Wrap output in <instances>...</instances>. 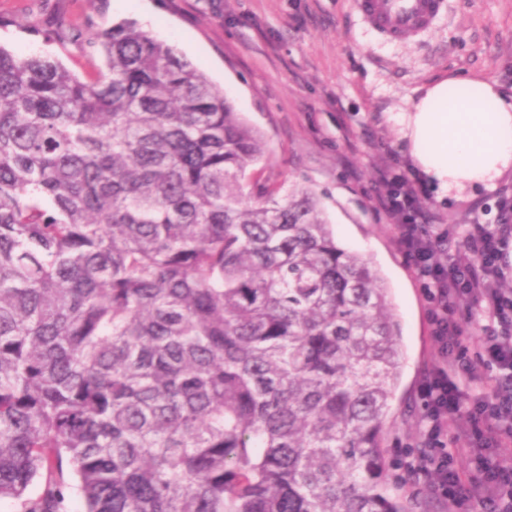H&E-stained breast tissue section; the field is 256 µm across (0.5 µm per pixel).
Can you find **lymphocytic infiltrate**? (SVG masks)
I'll return each mask as SVG.
<instances>
[{
	"instance_id": "f902f5d3",
	"label": "lymphocytic infiltrate",
	"mask_w": 512,
	"mask_h": 512,
	"mask_svg": "<svg viewBox=\"0 0 512 512\" xmlns=\"http://www.w3.org/2000/svg\"><path fill=\"white\" fill-rule=\"evenodd\" d=\"M390 215L399 217L398 245L414 267L430 306L431 337L438 359L419 384L425 402L424 425L415 441L399 453L397 466L404 477L432 475L434 498L454 501L461 512L478 502L483 512H512V457L482 459L486 446H512V292L501 286L499 257L512 241V199L501 200V224L467 225L464 244L471 258L450 266L440 248L448 227L434 223L420 207L409 179L390 186L381 199ZM475 302L484 319L479 350L463 340L457 313ZM494 368L484 378L483 368ZM466 415L460 437L470 454L480 457L481 475L463 484L453 460L443 454L449 418Z\"/></svg>"
}]
</instances>
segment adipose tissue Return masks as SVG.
<instances>
[{
  "label": "adipose tissue",
  "instance_id": "ef3b65f1",
  "mask_svg": "<svg viewBox=\"0 0 512 512\" xmlns=\"http://www.w3.org/2000/svg\"><path fill=\"white\" fill-rule=\"evenodd\" d=\"M396 121L417 167L443 192L492 189L512 167V96L497 82L442 80Z\"/></svg>",
  "mask_w": 512,
  "mask_h": 512
}]
</instances>
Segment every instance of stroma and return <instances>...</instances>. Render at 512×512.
<instances>
[{
  "mask_svg": "<svg viewBox=\"0 0 512 512\" xmlns=\"http://www.w3.org/2000/svg\"><path fill=\"white\" fill-rule=\"evenodd\" d=\"M418 37L382 39L352 0H0V47L59 61L79 78L104 73L92 43L124 20L139 21L224 90L260 130L269 158L262 177L313 188L337 241L385 280L402 329L404 362L383 444L391 484L412 512H448L430 475L402 482L394 451L417 438L425 414L418 393L432 365L428 307L397 245L398 223L380 206L381 178L407 176L436 223L447 225L442 258L466 255L462 231L500 221L512 170L494 189L448 196L423 179L395 122L418 92L452 77L490 78L512 94V0H446Z\"/></svg>",
  "mask_w": 512,
  "mask_h": 512,
  "instance_id": "1",
  "label": "stroma"
}]
</instances>
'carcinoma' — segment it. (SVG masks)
Instances as JSON below:
<instances>
[{
  "instance_id": "obj_1",
  "label": "carcinoma",
  "mask_w": 512,
  "mask_h": 512,
  "mask_svg": "<svg viewBox=\"0 0 512 512\" xmlns=\"http://www.w3.org/2000/svg\"><path fill=\"white\" fill-rule=\"evenodd\" d=\"M95 46L91 81L0 47V499L409 512L389 288L247 176L266 139L202 70L132 20Z\"/></svg>"
}]
</instances>
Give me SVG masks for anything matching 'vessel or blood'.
Segmentation results:
<instances>
[{"instance_id":"b4317fda","label":"vessel or blood","mask_w":512,"mask_h":512,"mask_svg":"<svg viewBox=\"0 0 512 512\" xmlns=\"http://www.w3.org/2000/svg\"><path fill=\"white\" fill-rule=\"evenodd\" d=\"M354 4L365 23L378 34L399 41L429 30L446 0H354Z\"/></svg>"}]
</instances>
